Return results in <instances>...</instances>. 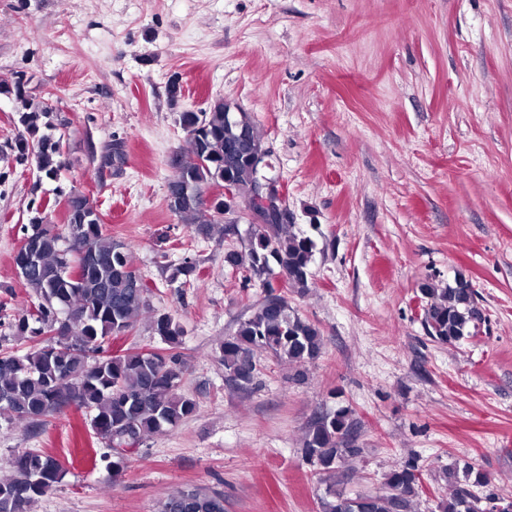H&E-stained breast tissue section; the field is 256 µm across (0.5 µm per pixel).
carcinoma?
I'll use <instances>...</instances> for the list:
<instances>
[{"instance_id": "cac0c4a2", "label": "carcinoma", "mask_w": 512, "mask_h": 512, "mask_svg": "<svg viewBox=\"0 0 512 512\" xmlns=\"http://www.w3.org/2000/svg\"><path fill=\"white\" fill-rule=\"evenodd\" d=\"M27 84L22 74L0 83V95L15 101L22 126L14 151L34 159L38 171L55 180L63 167V137L53 133L55 126L48 120L52 108L34 100ZM225 108L224 99L216 98L203 112L179 113L190 160L177 155L170 161L174 174L166 200L172 213L204 237L224 223V206L209 207L202 198L212 183L229 182L245 207L260 216L245 249L224 250V264L246 269L264 291L252 313L220 347L225 381L249 390L261 374L260 355L303 367L321 356L324 338L276 288L279 276L286 277L293 290L309 288L316 245L310 237L290 231L288 212L273 216L257 209L252 198L257 182L253 155L263 148L262 134L249 113ZM124 164L123 144L116 140L102 156L101 166L119 171ZM64 203V231L40 217L23 229V238L38 249V263L24 269L20 255L13 256L21 281L38 304L8 322L11 336L23 341L27 350L18 354L0 349V411L8 412V421L30 430L71 408L91 412L94 434L112 449V471L117 475L125 467L121 449L138 448L149 436L177 427L196 412V401L181 391L184 331L172 315L151 309L148 288L135 282L138 271L128 247L104 231L97 205L75 190L65 195ZM199 279L197 264L185 260L173 269L169 282L185 286ZM419 292L424 299L423 326L431 341L453 345L472 335L481 316L466 289L454 282L444 288L424 283ZM145 313L167 348L109 351L110 342L132 332ZM353 426L351 410L342 407L315 418L304 433L303 458L326 484L320 512H413L422 476L413 461L386 474L379 492L352 497L337 489L342 466L362 453ZM52 460L50 454L30 451L15 455L10 474L0 478V512H32L33 504L65 475V468L51 465ZM437 509L512 512V497L491 491L480 498L469 484L457 482ZM162 512H225L224 495L182 490L165 502Z\"/></svg>"}]
</instances>
